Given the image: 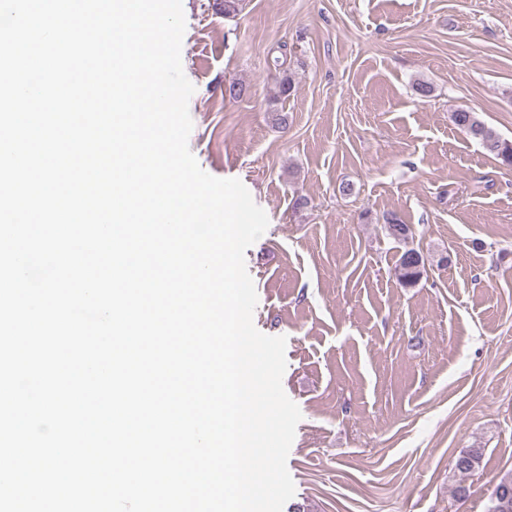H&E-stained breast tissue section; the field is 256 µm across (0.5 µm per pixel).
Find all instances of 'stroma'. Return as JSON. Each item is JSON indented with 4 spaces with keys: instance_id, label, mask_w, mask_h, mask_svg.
<instances>
[{
    "instance_id": "stroma-1",
    "label": "stroma",
    "mask_w": 512,
    "mask_h": 512,
    "mask_svg": "<svg viewBox=\"0 0 512 512\" xmlns=\"http://www.w3.org/2000/svg\"><path fill=\"white\" fill-rule=\"evenodd\" d=\"M219 2L182 0L188 145L269 219L245 262L302 414L283 512H486L512 470V168L450 114L512 139V0ZM409 247L425 272L406 288ZM470 448L479 468L455 472ZM425 272V262L421 253L414 249H407L396 265L395 273L398 281L404 286L415 285Z\"/></svg>"
}]
</instances>
